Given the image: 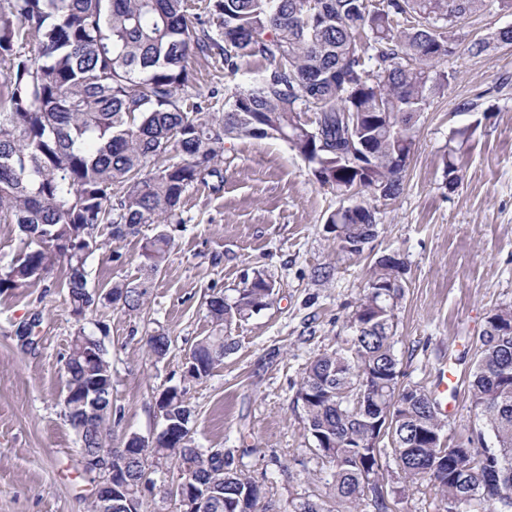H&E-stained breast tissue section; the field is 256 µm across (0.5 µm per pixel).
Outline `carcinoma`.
<instances>
[{"label": "carcinoma", "mask_w": 512, "mask_h": 512, "mask_svg": "<svg viewBox=\"0 0 512 512\" xmlns=\"http://www.w3.org/2000/svg\"><path fill=\"white\" fill-rule=\"evenodd\" d=\"M486 0H206L203 19L185 0H0V223L16 226L25 248L0 269V293L42 280L66 262L72 314L95 306L82 239L98 246L102 225L113 239L176 215L183 194L212 178L224 183L227 139L273 138L308 162L316 181L341 197L325 223L336 249L359 256L377 237V205L401 191L419 121L448 87L437 70L448 43L479 55L486 40L466 41L459 24ZM218 55L238 71L243 57L270 67L224 89V111L204 115L193 101L189 60ZM316 113L315 121L303 119ZM448 186L459 184L458 157L443 159ZM171 238L146 239L144 281L116 284L105 299L140 310L152 277L168 260ZM405 263L376 260L349 319L346 345L322 352L304 368L297 400L315 451L327 464L325 493L275 505L264 484L243 473L232 451L191 446L181 432L192 410L184 390L160 393L156 405L170 436L137 448L127 464V496L141 507L143 469L177 474L189 488L214 485L208 512H391L375 438L387 414L391 453L414 484L428 481L445 512H503L502 486H512V305L487 316L470 381L471 403L497 446L483 433L458 448L443 445L445 421L434 391L402 385L395 352V307L404 295ZM271 276L257 272L228 298L214 294L207 313L220 334L190 353L193 381L207 379L234 351L232 325L268 308ZM147 345L158 357L171 346L157 332ZM100 351L91 358L88 351ZM69 390L86 393L100 413L73 401L66 417L80 447L107 450L112 371L101 342L78 327L63 357ZM482 445L477 451L474 444ZM369 489L370 496L360 493Z\"/></svg>", "instance_id": "cac0c4a2"}]
</instances>
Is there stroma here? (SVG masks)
<instances>
[{"instance_id": "stroma-1", "label": "stroma", "mask_w": 512, "mask_h": 512, "mask_svg": "<svg viewBox=\"0 0 512 512\" xmlns=\"http://www.w3.org/2000/svg\"><path fill=\"white\" fill-rule=\"evenodd\" d=\"M195 92L208 112L224 109V88L243 83L262 64L197 57ZM450 79L420 120L401 193L378 203L379 234L363 254L336 250L325 222L342 198L321 186L308 164L275 139L224 144V186L198 184L182 198L168 262L140 311L112 307L103 296L145 272L146 224L136 237L104 239L87 259L90 290L102 299L78 320L67 301L64 264L45 280L0 294V512H92L96 483L64 416L62 358L77 327L102 340L112 369V436H156L164 421L155 399L184 389L193 444L232 449L241 469L285 502L312 490L324 468L313 451L297 399L306 363L348 339L347 320L369 267L395 253L406 264L396 311L402 383L433 389L444 367L457 377L443 443L466 440L478 421L468 383L489 311L512 304V45L479 55L459 51L442 63ZM477 103L474 111L464 110ZM472 128L458 156L461 181L449 188L442 157L454 130ZM333 266L330 279L317 268ZM263 271L273 276L274 303L232 330L238 347L200 382L183 378L191 347L210 335L206 299ZM172 344L153 355L147 334Z\"/></svg>"}]
</instances>
